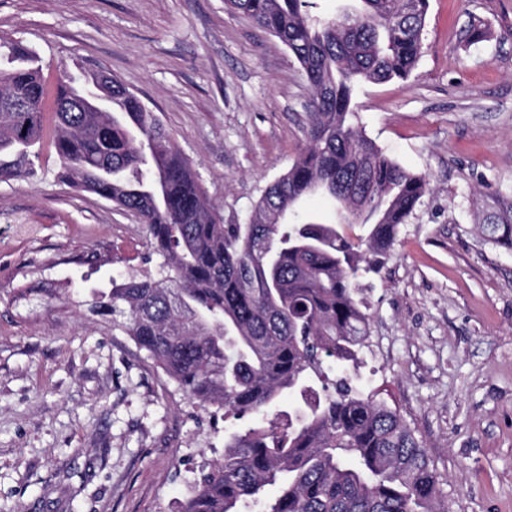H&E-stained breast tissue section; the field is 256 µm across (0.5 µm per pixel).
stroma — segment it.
<instances>
[{
	"label": "stroma",
	"instance_id": "35a3bbf8",
	"mask_svg": "<svg viewBox=\"0 0 512 512\" xmlns=\"http://www.w3.org/2000/svg\"><path fill=\"white\" fill-rule=\"evenodd\" d=\"M488 31L470 41L467 27ZM0 37L105 70L155 112L223 223H246L307 144L311 87L224 0H0ZM368 137L429 190L362 298L355 377L423 441L448 512H512V252L477 230L512 214V0H430L411 76L355 93ZM0 182V512H177L210 418L112 316L113 281L155 272L144 226L58 176Z\"/></svg>",
	"mask_w": 512,
	"mask_h": 512
}]
</instances>
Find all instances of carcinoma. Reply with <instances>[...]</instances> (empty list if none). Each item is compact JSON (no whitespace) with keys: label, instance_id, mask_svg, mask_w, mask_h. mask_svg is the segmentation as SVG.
Segmentation results:
<instances>
[{"label":"carcinoma","instance_id":"1","mask_svg":"<svg viewBox=\"0 0 512 512\" xmlns=\"http://www.w3.org/2000/svg\"><path fill=\"white\" fill-rule=\"evenodd\" d=\"M276 37L312 87L308 146L263 190L245 224H224L191 162L156 115L112 79L60 63L53 147L60 178L137 214L156 274L112 285L99 307L201 410L232 421L224 456L205 462L178 512H446L423 442L400 412L330 378L358 363L370 319L358 296L429 190L355 124L360 82L409 78L429 0H353L350 12L308 0H226ZM0 180L33 173L47 95L37 54L0 38ZM320 194L343 224L301 214ZM367 227L353 237L347 228ZM512 250V222L478 225ZM293 399L282 408L284 397Z\"/></svg>","mask_w":512,"mask_h":512}]
</instances>
